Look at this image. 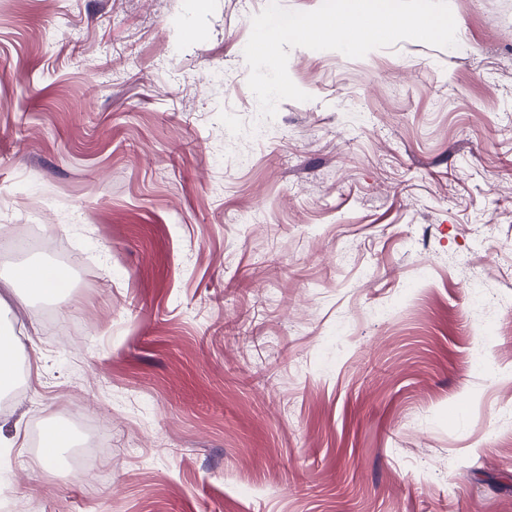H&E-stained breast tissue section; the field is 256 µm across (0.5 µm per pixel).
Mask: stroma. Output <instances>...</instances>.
Segmentation results:
<instances>
[{
	"label": "stroma",
	"instance_id": "1",
	"mask_svg": "<svg viewBox=\"0 0 512 512\" xmlns=\"http://www.w3.org/2000/svg\"><path fill=\"white\" fill-rule=\"evenodd\" d=\"M268 2L0 0V277L92 282L0 297V435L109 442L92 482L1 455L12 512H512V0H448L452 49H290L311 99L258 138ZM18 284L25 285L30 291L40 293L46 297H55L57 288L53 276L44 272L41 267L25 265L15 272L13 280H7V285L13 288L21 303L26 302V296L17 289ZM13 338L0 336V390L13 386L18 377V365L14 358Z\"/></svg>",
	"mask_w": 512,
	"mask_h": 512
}]
</instances>
